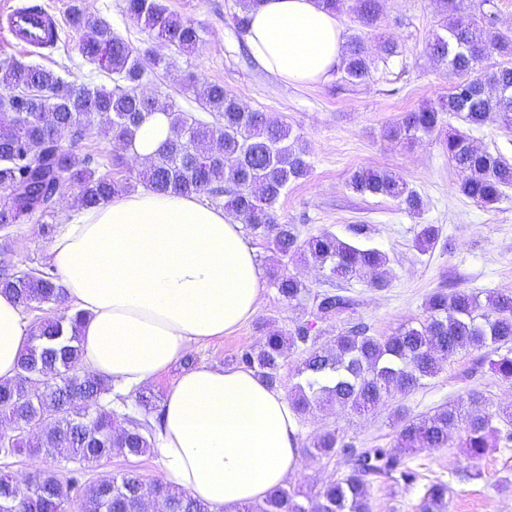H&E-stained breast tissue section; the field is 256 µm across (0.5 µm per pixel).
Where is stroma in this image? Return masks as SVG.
<instances>
[{
    "label": "stroma",
    "instance_id": "obj_1",
    "mask_svg": "<svg viewBox=\"0 0 512 512\" xmlns=\"http://www.w3.org/2000/svg\"><path fill=\"white\" fill-rule=\"evenodd\" d=\"M169 12L199 29L193 52L183 53L166 45L160 53L169 70H156L151 92L174 99L182 110L201 114L199 84L216 81L244 105L265 112L274 121L288 124L293 134L309 148L311 172L292 185L278 206L282 221L297 225L301 237L322 231L352 240L353 225H365L362 243L384 251L387 288H374L369 280L355 279L350 292L359 302L356 316L366 322L374 336H390L401 327L422 321L428 297L444 283L473 292L512 291V188L491 206L475 203L459 190L460 174L442 145L440 134L407 144L387 138V130L405 113L438 102L452 85L445 66L431 57L428 44L437 28L438 0H385L368 46L389 40L400 54L388 63H376L362 82L344 79L341 73L322 83L284 82L259 68L238 36L232 15L236 0H161ZM88 11L101 17L112 34L135 49L152 38L129 19L125 0H83ZM80 36L63 26L61 49L51 52L25 49L0 41V60L16 58L26 63L58 68L66 64V81L111 85L112 80L78 51ZM94 152L97 171L122 180L136 175L138 166L124 160L111 163L119 146L104 130L94 129L90 147H77V158ZM360 168L386 170L401 176L423 199L421 212L412 213L399 202L355 193L351 174ZM34 216L21 224L0 228V251L21 269H46L51 265L47 244L50 230ZM433 224L440 237L432 250L419 251L415 236L419 225ZM311 300L289 303L272 286H264L253 318L234 332L209 339L195 348L189 363H178L151 385L158 398H165L186 366L233 367L240 354L257 346L271 329L284 332L310 321L316 347L331 348L335 337L346 331L345 319L312 321ZM493 348L462 350L442 360L439 373L406 395H394L375 408L358 413L348 408L314 409L297 418V469L285 482L288 491L316 496L333 481L346 477L350 465L340 455L316 454L311 443L316 435L333 430L359 448H388L397 427L394 414L405 407L414 415L431 414L476 392L489 406L512 405V383L498 377L489 361ZM492 446L480 459L468 457L457 445L419 448L407 456L405 466L415 473L411 483L389 476L368 487L371 512H417L428 483L448 485L444 512H512V441L495 433ZM137 472L145 486L161 478L157 451L142 457L113 454L87 465L89 480L110 478L125 471Z\"/></svg>",
    "mask_w": 512,
    "mask_h": 512
}]
</instances>
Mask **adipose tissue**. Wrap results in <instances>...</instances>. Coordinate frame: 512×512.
<instances>
[{"mask_svg": "<svg viewBox=\"0 0 512 512\" xmlns=\"http://www.w3.org/2000/svg\"><path fill=\"white\" fill-rule=\"evenodd\" d=\"M245 42L283 81L317 83L335 72L344 39L316 0H263L248 14ZM170 136L167 115L154 113L127 154L148 161ZM47 248L66 297L86 316L85 368L125 390L150 384L258 310L263 272L241 225L194 194L140 190L78 209ZM28 343L18 300L0 293L1 380L16 376ZM158 452L165 483L235 512L296 466L295 414L283 390L253 371L201 366L169 391Z\"/></svg>", "mask_w": 512, "mask_h": 512, "instance_id": "adipose-tissue-1", "label": "adipose tissue"}]
</instances>
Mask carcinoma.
<instances>
[{"label": "carcinoma", "instance_id": "cac0c4a2", "mask_svg": "<svg viewBox=\"0 0 512 512\" xmlns=\"http://www.w3.org/2000/svg\"><path fill=\"white\" fill-rule=\"evenodd\" d=\"M261 0H240L233 16L239 34L246 31L245 14ZM330 13L354 15L359 33L347 42L340 69L352 81L366 79L375 65L365 47V32L380 19L383 0H317ZM440 0L442 32L429 44L430 53L448 66L455 83L448 96L434 106L412 110L390 128V139L412 142L430 136L452 116L470 127L490 117L512 133V103L480 88L485 76L512 86V33L494 28L495 13L485 9L492 0ZM126 15L144 26L157 39L180 50L192 49L198 28L168 12L159 0H126ZM71 27L81 32L79 50L89 62L112 75V87L68 84L62 74L42 65L21 61L0 64V96L27 111L0 123V225L25 217L54 216L56 200L65 186H77L78 205L93 208L128 188L90 166L79 164L73 152L61 148L57 136L68 135L70 144H82L96 126L121 146L132 145L134 133L153 113L163 112L172 136L138 172L149 190L182 194L227 196L225 207L245 220L246 229L262 239L277 256L269 273L270 284L289 303L310 293L309 287L282 268V260L300 253L326 270L330 281L349 282L370 278L375 288H384L381 268L387 255L375 247L347 242L330 232L300 239L297 225L279 221L277 205L288 188L306 178L311 164L309 149L283 123L266 113L244 106L219 83H209L202 94L205 120L183 111L173 100L144 96L137 90L145 74L140 54L123 39L111 34L100 17L75 0L68 13ZM502 59L496 69L482 75L480 65L488 57ZM448 158L461 173L460 191L484 206L493 205L512 188V163L476 145L458 130L443 141ZM353 191L396 200L413 213L423 208L421 196L400 176L391 172L358 170L349 180ZM439 228L422 225L420 245L434 247ZM0 291L18 302L61 306L60 312L42 318L34 327L29 345L21 355L17 375L0 381V419L11 424L12 438L6 455L35 448L49 460V467L35 472L21 486L8 473L0 472V512H68L72 499L80 512H143L142 481L134 471L110 480H82L74 469L64 480L56 463L89 464L112 457L141 456L154 444L149 421L126 416V425L114 423L115 412L106 399L112 382L88 372L83 365L82 324L79 314L64 305L63 286L56 275L44 270L18 273L0 262ZM357 302L341 291H323L313 297L320 319L351 314ZM312 324L294 328L289 336L269 332L258 346L245 350L239 363L274 385L279 379L285 349L306 345ZM370 327L356 322L336 337L335 349L324 352L305 349L300 370L303 379L294 387L290 404L304 414L326 406L367 410L396 393L408 394L440 370V361L461 350L492 346L498 358L491 369L501 379L512 381V291H490L485 297L473 291L437 289L426 303V318L417 326H405L392 336L369 335ZM482 395L470 393L457 403L428 415H396V444L392 448L359 451L336 432L320 434L313 444L325 455L340 453L351 462L347 476L324 487L305 503L284 488L271 491L246 512H370L369 477L390 474L416 448H446L458 432L465 433L470 456H483L496 431L493 418L512 422V407L498 414L482 410ZM162 512H211L210 506L161 482L154 485ZM448 484L427 485L417 512H443Z\"/></svg>", "mask_w": 512, "mask_h": 512}]
</instances>
